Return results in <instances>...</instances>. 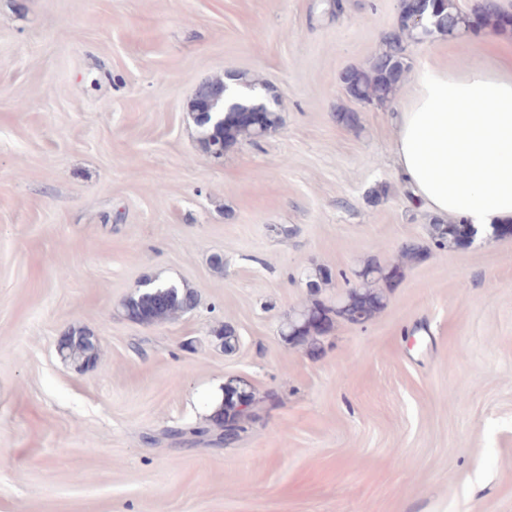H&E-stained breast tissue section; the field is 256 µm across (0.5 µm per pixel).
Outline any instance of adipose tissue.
I'll list each match as a JSON object with an SVG mask.
<instances>
[{"label":"adipose tissue","instance_id":"1","mask_svg":"<svg viewBox=\"0 0 512 512\" xmlns=\"http://www.w3.org/2000/svg\"><path fill=\"white\" fill-rule=\"evenodd\" d=\"M396 116L395 173L440 220L512 222V72L426 65Z\"/></svg>","mask_w":512,"mask_h":512}]
</instances>
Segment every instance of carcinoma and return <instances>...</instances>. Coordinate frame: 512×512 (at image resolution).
<instances>
[{"mask_svg": "<svg viewBox=\"0 0 512 512\" xmlns=\"http://www.w3.org/2000/svg\"><path fill=\"white\" fill-rule=\"evenodd\" d=\"M421 14L422 23L417 24L409 20L406 10H399L397 29L385 34L383 49L374 57L371 65L367 68H347L341 73L340 82L348 95L366 105L382 106L390 102L409 70L406 54L409 41L423 42L436 34L454 37L461 32L481 28L492 32L512 29V15L498 0H481L468 13L461 11L455 0H430ZM224 85V80H204L192 102V111L200 128V142L211 153L223 151L237 142H255L263 137V133L274 130L279 123L277 113L269 109L260 113L259 126L246 123L241 117V111L245 109L243 103L222 112L208 114L199 111L197 101L205 100L210 105L217 102L224 95ZM472 230V225L460 221L448 224L437 222L431 226V239L440 249H461L470 246ZM420 255L421 246L409 241L402 245L397 262L387 266L374 261L366 263L357 273L359 286L349 289L336 305L329 307L314 301L301 313L300 318L290 326V330L294 331L291 341L305 345L314 352L320 348L319 338L333 327L335 321L349 322L355 316L368 321L385 305V297L378 283L382 281L391 285L399 281L404 266L419 261ZM196 304V295L174 283L149 281L139 294L125 301L123 309L130 320L152 324L173 318L180 312L186 313ZM61 356L80 366L98 358V354L91 353L84 333L67 335L66 342L61 346ZM236 383L238 379L232 378L224 384V422L220 423V427L225 433L224 438L217 440L219 444L236 441L240 433L245 431L244 422L253 417V413L240 409Z\"/></svg>", "mask_w": 512, "mask_h": 512, "instance_id": "1", "label": "carcinoma"}]
</instances>
